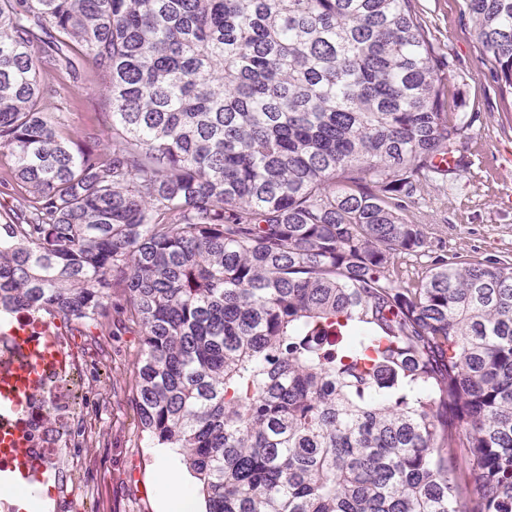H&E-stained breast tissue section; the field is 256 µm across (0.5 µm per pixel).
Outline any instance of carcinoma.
<instances>
[{
	"label": "carcinoma",
	"instance_id": "carcinoma-1",
	"mask_svg": "<svg viewBox=\"0 0 512 512\" xmlns=\"http://www.w3.org/2000/svg\"><path fill=\"white\" fill-rule=\"evenodd\" d=\"M88 61L110 149L46 107ZM468 127L413 0H0V312L137 336L206 512H512V260L398 262Z\"/></svg>",
	"mask_w": 512,
	"mask_h": 512
}]
</instances>
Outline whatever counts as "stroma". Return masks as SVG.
Listing matches in <instances>:
<instances>
[{"instance_id": "35a3bbf8", "label": "stroma", "mask_w": 512, "mask_h": 512, "mask_svg": "<svg viewBox=\"0 0 512 512\" xmlns=\"http://www.w3.org/2000/svg\"><path fill=\"white\" fill-rule=\"evenodd\" d=\"M415 10L437 57L449 63L448 88L471 124L456 145L454 173L427 187L409 215L426 225L429 255L457 264L512 259V94L501 89L473 39L464 0H415ZM54 84L70 112L71 134L108 139L111 107L98 80ZM50 330L83 367L78 512H158L155 451L135 428L128 396L112 390L126 377L136 337L105 329L85 336L58 322Z\"/></svg>"}]
</instances>
